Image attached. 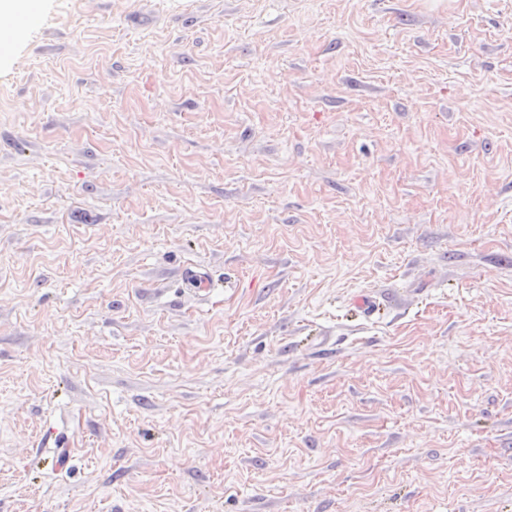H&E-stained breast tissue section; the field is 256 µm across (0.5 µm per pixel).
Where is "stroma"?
<instances>
[{
    "label": "stroma",
    "mask_w": 512,
    "mask_h": 512,
    "mask_svg": "<svg viewBox=\"0 0 512 512\" xmlns=\"http://www.w3.org/2000/svg\"><path fill=\"white\" fill-rule=\"evenodd\" d=\"M33 3L0 512H512V0Z\"/></svg>",
    "instance_id": "35a3bbf8"
}]
</instances>
